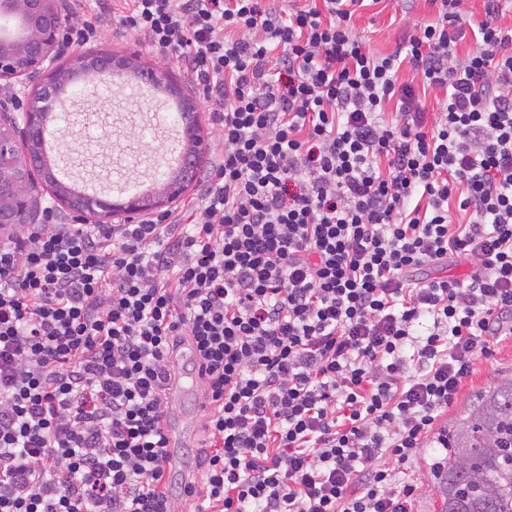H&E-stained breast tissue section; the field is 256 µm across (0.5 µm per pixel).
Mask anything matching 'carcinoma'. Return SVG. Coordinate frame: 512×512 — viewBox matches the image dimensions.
I'll use <instances>...</instances> for the list:
<instances>
[{"mask_svg":"<svg viewBox=\"0 0 512 512\" xmlns=\"http://www.w3.org/2000/svg\"><path fill=\"white\" fill-rule=\"evenodd\" d=\"M433 477L441 512H512V378L481 391L448 425Z\"/></svg>","mask_w":512,"mask_h":512,"instance_id":"1","label":"carcinoma"}]
</instances>
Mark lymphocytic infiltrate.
I'll use <instances>...</instances> for the list:
<instances>
[{"instance_id":"f902f5d3","label":"lymphocytic infiltrate","mask_w":512,"mask_h":512,"mask_svg":"<svg viewBox=\"0 0 512 512\" xmlns=\"http://www.w3.org/2000/svg\"><path fill=\"white\" fill-rule=\"evenodd\" d=\"M439 2L388 54L364 0L113 4L202 95L211 164L157 217L0 243V512H171L185 342L192 512H410L436 421L512 335V0L471 28ZM455 257L468 280L439 275ZM182 348L183 351L175 359L177 372H180L179 368L181 364H184L186 361L194 360L191 348L187 345H183ZM184 378H186V376L181 373V375L176 378L173 384L169 385L167 393L171 399H178L186 393L195 392L197 390L195 383L189 382ZM191 421L190 425L177 423L171 421L165 426V436L167 438V453L171 465L176 466L179 461L178 448H181L182 459L192 468L199 467L202 461L203 450L201 448L203 443V433L201 431V446L197 448H182L183 443L189 440L196 439L198 431ZM180 463V461H179Z\"/></svg>"}]
</instances>
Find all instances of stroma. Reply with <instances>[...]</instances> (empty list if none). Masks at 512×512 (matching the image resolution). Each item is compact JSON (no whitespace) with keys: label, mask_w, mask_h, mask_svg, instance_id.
<instances>
[{"label":"stroma","mask_w":512,"mask_h":512,"mask_svg":"<svg viewBox=\"0 0 512 512\" xmlns=\"http://www.w3.org/2000/svg\"><path fill=\"white\" fill-rule=\"evenodd\" d=\"M409 17L431 23L437 19V8L430 0H415L411 12L406 13L401 7L387 5L385 0H369L367 6L360 8L356 26L373 51L389 53L402 37L405 20ZM93 50L125 56L133 54L140 64L148 67L154 64L145 43L126 36L120 24L112 20L103 27ZM99 94L108 109L106 118L87 115L83 99L78 98L69 106L68 121L59 122L65 150L73 157L94 154L113 174H124L132 181L151 176L152 167L161 154L160 142L153 138L151 128L166 122L167 111L144 100L133 103L131 89L114 84L100 88ZM510 376L512 335L495 340L492 357L477 362L464 381L457 401L438 419L436 430L446 429L477 392ZM435 458L433 449L424 448L412 466L418 480L412 512H441L442 500L431 476Z\"/></svg>","instance_id":"35a3bbf8"}]
</instances>
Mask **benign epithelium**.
<instances>
[{
	"mask_svg": "<svg viewBox=\"0 0 512 512\" xmlns=\"http://www.w3.org/2000/svg\"><path fill=\"white\" fill-rule=\"evenodd\" d=\"M70 14V0H0V16H9L24 24L23 35L6 41L0 37V82L34 85V95L27 106L18 108L9 98L0 97V227L17 224H39L46 213L44 185L32 177L43 169L40 155L31 149L22 150L19 144L33 140L40 129L47 103L71 94L74 71L59 64L60 33ZM132 61L112 53H99L90 63L82 65L87 80L112 78ZM141 79L165 82L181 92L172 76L161 68H137ZM194 152L183 160V177L166 186L150 203L136 196L124 208L125 221L138 216L160 212L198 178L200 157L205 148L206 133L202 126L192 128ZM54 197L63 214L73 215L80 224H110L116 211L97 199H74L61 187H55Z\"/></svg>",
	"mask_w": 512,
	"mask_h": 512,
	"instance_id": "7a95c632",
	"label": "benign epithelium"
}]
</instances>
